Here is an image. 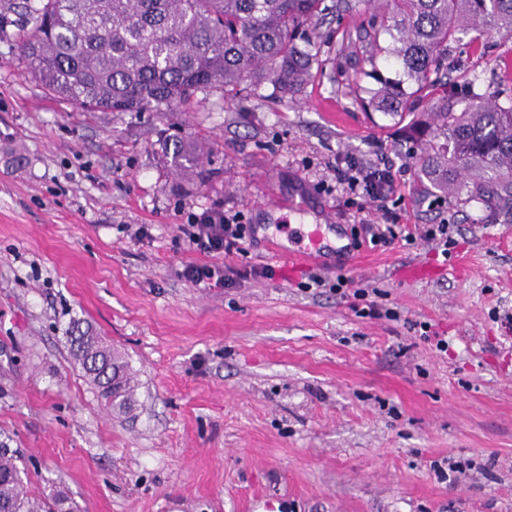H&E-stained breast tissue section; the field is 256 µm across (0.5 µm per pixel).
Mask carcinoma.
<instances>
[{
	"instance_id": "obj_1",
	"label": "carcinoma",
	"mask_w": 512,
	"mask_h": 512,
	"mask_svg": "<svg viewBox=\"0 0 512 512\" xmlns=\"http://www.w3.org/2000/svg\"><path fill=\"white\" fill-rule=\"evenodd\" d=\"M391 55L421 90L448 68V45L470 32L512 37V0H392ZM17 46L50 93L86 112H155L189 106L197 93L271 82L293 98L311 77L317 50L302 27L325 0H20ZM379 107L402 115L410 95L380 80ZM419 171L433 192L466 195L489 210L512 205V97L490 96L456 112L448 93L433 125L410 123ZM209 144L178 137L171 163L189 177ZM64 342L109 409L126 411L137 381L127 358L87 333ZM17 452L0 442V512H64L65 499L28 490Z\"/></svg>"
}]
</instances>
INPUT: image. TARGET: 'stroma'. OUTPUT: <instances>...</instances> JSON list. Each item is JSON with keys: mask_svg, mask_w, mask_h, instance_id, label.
<instances>
[{"mask_svg": "<svg viewBox=\"0 0 512 512\" xmlns=\"http://www.w3.org/2000/svg\"><path fill=\"white\" fill-rule=\"evenodd\" d=\"M326 2L304 27L319 64L295 99L268 82L163 115L79 111L32 76L18 13L0 27V441L32 494L75 512H246L257 497L273 512H512V331L498 319L512 313V213L431 193L405 122L371 104L378 77L403 76L378 27L390 4ZM464 72L476 94L512 95V43L463 36L447 79ZM172 135L210 142L205 180L179 178ZM348 157L406 168L396 209L451 224L452 242L337 259L343 298L271 248L306 247L313 224L353 235L362 199L324 183ZM213 211L253 228L218 264L274 279L181 276L204 256L178 227ZM372 301L384 316L361 317ZM75 320L127 356V412L75 369ZM452 460L467 466L453 484Z\"/></svg>", "mask_w": 512, "mask_h": 512, "instance_id": "stroma-1", "label": "stroma"}]
</instances>
